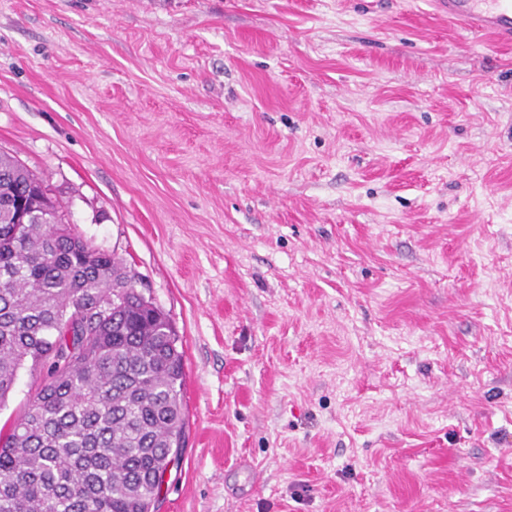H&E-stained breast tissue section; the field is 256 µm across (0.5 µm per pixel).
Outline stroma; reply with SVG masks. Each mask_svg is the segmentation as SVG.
<instances>
[{"instance_id":"1","label":"stroma","mask_w":512,"mask_h":512,"mask_svg":"<svg viewBox=\"0 0 512 512\" xmlns=\"http://www.w3.org/2000/svg\"><path fill=\"white\" fill-rule=\"evenodd\" d=\"M0 151L176 331L156 512H512V43L434 0H0Z\"/></svg>"}]
</instances>
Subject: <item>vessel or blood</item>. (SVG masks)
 I'll list each match as a JSON object with an SVG mask.
<instances>
[{"mask_svg": "<svg viewBox=\"0 0 512 512\" xmlns=\"http://www.w3.org/2000/svg\"><path fill=\"white\" fill-rule=\"evenodd\" d=\"M437 6L467 30L512 41V0H437Z\"/></svg>", "mask_w": 512, "mask_h": 512, "instance_id": "obj_1", "label": "vessel or blood"}]
</instances>
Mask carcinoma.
Returning <instances> with one entry per match:
<instances>
[{
	"mask_svg": "<svg viewBox=\"0 0 512 512\" xmlns=\"http://www.w3.org/2000/svg\"><path fill=\"white\" fill-rule=\"evenodd\" d=\"M37 201L26 224L16 202ZM59 203L0 153V405L26 363L43 385L0 429V512H151L185 434L184 359L122 260L68 241Z\"/></svg>",
	"mask_w": 512,
	"mask_h": 512,
	"instance_id": "cac0c4a2",
	"label": "carcinoma"
}]
</instances>
